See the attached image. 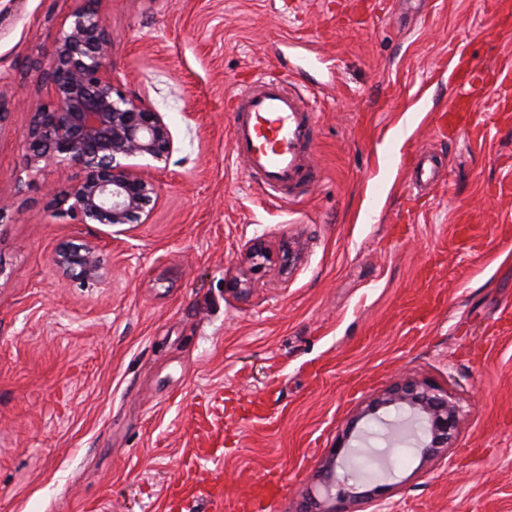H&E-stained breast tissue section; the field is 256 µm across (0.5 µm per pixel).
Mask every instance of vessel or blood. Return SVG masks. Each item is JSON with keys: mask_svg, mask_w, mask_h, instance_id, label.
I'll return each instance as SVG.
<instances>
[{"mask_svg": "<svg viewBox=\"0 0 512 512\" xmlns=\"http://www.w3.org/2000/svg\"><path fill=\"white\" fill-rule=\"evenodd\" d=\"M448 86L452 98L436 115L438 131L452 132L466 126L475 136L485 137L496 116L485 114L479 123L470 120L476 85L466 47L456 45L448 52ZM314 129V113L300 93L284 82L260 77L236 95L232 155L265 195L288 196L316 176L309 163ZM407 167L413 188L428 190L439 180L442 157L422 148L411 156ZM199 498L207 500L213 512L228 508L223 485L178 481L166 490L165 512H184L190 500Z\"/></svg>", "mask_w": 512, "mask_h": 512, "instance_id": "obj_1", "label": "vessel or blood"}]
</instances>
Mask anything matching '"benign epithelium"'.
Returning a JSON list of instances; mask_svg holds the SVG:
<instances>
[{
    "label": "benign epithelium",
    "instance_id": "1",
    "mask_svg": "<svg viewBox=\"0 0 512 512\" xmlns=\"http://www.w3.org/2000/svg\"><path fill=\"white\" fill-rule=\"evenodd\" d=\"M112 39L93 0L72 14L52 51L34 63L53 90L52 100L33 109L27 164H67L81 172L64 191H49V206L66 210L78 224L110 226L142 224L158 196L156 183L125 163L131 157L157 162L168 159L173 140L161 113L139 97L125 95L112 81L108 63ZM268 257L266 247L253 241L244 259L257 264ZM53 266L67 277L98 283L107 276L99 248L92 242L61 246ZM393 407L408 412L409 420L394 425L399 433L421 424L424 432L417 451L426 463L448 454L458 435L463 406L448 388L403 377L365 401L348 421L336 446L314 475L297 512H364L383 499L385 487L366 488L349 473L337 474L350 440L364 419L380 417Z\"/></svg>",
    "mask_w": 512,
    "mask_h": 512
}]
</instances>
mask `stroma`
Instances as JSON below:
<instances>
[{
	"label": "stroma",
	"mask_w": 512,
	"mask_h": 512,
	"mask_svg": "<svg viewBox=\"0 0 512 512\" xmlns=\"http://www.w3.org/2000/svg\"><path fill=\"white\" fill-rule=\"evenodd\" d=\"M100 0L115 84L162 112L167 161L143 224L112 232L47 206L77 169H26L33 63L82 0H0V512H163L176 481L222 482L237 512H295L349 418L399 376L448 387L465 409L447 456L384 449V512H512V91L486 88L490 136L447 141L449 48L512 64L491 0ZM285 79L317 106L312 164L296 196L259 193L232 156L226 100L251 75ZM428 146L448 180L406 191L401 158ZM271 257L246 299L226 288L245 244ZM99 246L105 280L53 271L60 244ZM223 437L222 457L182 465ZM282 483L263 501L257 477Z\"/></svg>",
	"instance_id": "obj_1"
}]
</instances>
